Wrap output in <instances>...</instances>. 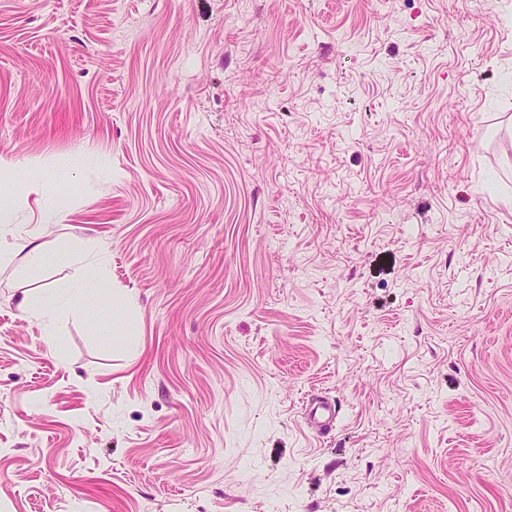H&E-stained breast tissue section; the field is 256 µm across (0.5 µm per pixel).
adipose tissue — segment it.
<instances>
[{
    "instance_id": "1",
    "label": "adipose tissue",
    "mask_w": 512,
    "mask_h": 512,
    "mask_svg": "<svg viewBox=\"0 0 512 512\" xmlns=\"http://www.w3.org/2000/svg\"><path fill=\"white\" fill-rule=\"evenodd\" d=\"M19 201L15 192L0 193V254L24 252L34 261L43 257L48 245L40 241L38 234L23 235L17 232L13 217ZM67 266L69 273L66 292L59 294L45 290L36 297H23L20 301L22 311L50 329L62 310L76 309L86 317L98 335L113 336L114 323L105 315L109 303L100 268L82 258L69 259Z\"/></svg>"
}]
</instances>
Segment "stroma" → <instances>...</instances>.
Wrapping results in <instances>:
<instances>
[{
    "instance_id": "35a3bbf8",
    "label": "stroma",
    "mask_w": 512,
    "mask_h": 512,
    "mask_svg": "<svg viewBox=\"0 0 512 512\" xmlns=\"http://www.w3.org/2000/svg\"><path fill=\"white\" fill-rule=\"evenodd\" d=\"M0 156V512H512V0H0ZM19 201L20 196L13 191L0 193V254L3 258L14 252H27L30 262H33L43 257L48 250V243L38 242V234L21 235L16 231L13 217ZM67 266L68 285L66 292L59 294L54 291L43 290L37 297L24 296L20 301V308L25 313L40 320L51 334L55 321L64 309L79 310L100 336L121 340L127 344L134 341L132 336H118L114 331V319L104 316L103 312L109 308L105 290V279L93 262L84 258H70ZM88 302L92 307H88ZM304 411L308 425L316 433L325 432L332 428L338 416L336 404L324 400L306 405Z\"/></svg>"
}]
</instances>
